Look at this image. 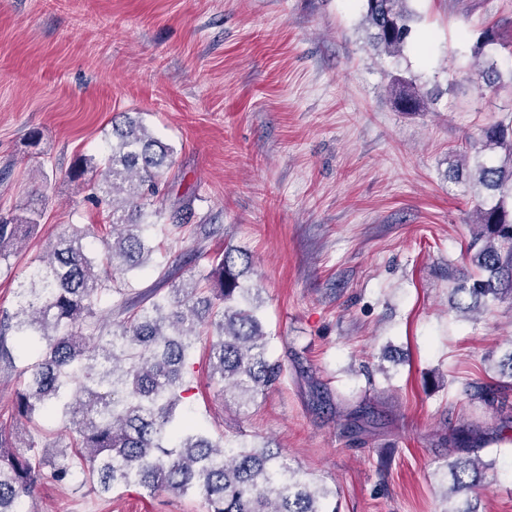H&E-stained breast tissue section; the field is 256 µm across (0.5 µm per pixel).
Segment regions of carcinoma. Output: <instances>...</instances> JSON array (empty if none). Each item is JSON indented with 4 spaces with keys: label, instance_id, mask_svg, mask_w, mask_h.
I'll use <instances>...</instances> for the list:
<instances>
[{
    "label": "carcinoma",
    "instance_id": "cac0c4a2",
    "mask_svg": "<svg viewBox=\"0 0 512 512\" xmlns=\"http://www.w3.org/2000/svg\"><path fill=\"white\" fill-rule=\"evenodd\" d=\"M365 18L390 56L398 55L412 33L408 0H366ZM495 34L482 33L473 46L483 59L479 76L494 90L512 84L487 56ZM391 93L402 112H420L424 95L412 78L398 76ZM173 149L134 120L112 127V145L103 167L87 183L89 199L106 210L112 234L101 240L102 268L75 230L29 266L15 308L0 318V371L16 369V356L37 354L21 369L25 389L19 413H42L70 432L67 451L56 446L18 451L0 429V512H21L22 499L36 494L41 469L49 466L61 483L79 466L100 495L119 486L149 494L168 492L203 498L206 512H327L334 491L308 480L278 448H232L201 430L183 406L185 371L200 336L209 337V363L229 394L245 406L278 384L283 365L267 357L268 339L259 306L248 297L234 270V249L211 262V270L180 279L168 270L145 293L117 287L118 279L147 265L152 249L143 217L165 216L162 183ZM463 156L475 161L474 181L490 192L477 208L470 263L479 271L454 289L472 307L487 300H512V124L485 126L467 141ZM34 215L0 216V260L20 240ZM105 295L116 297L111 317L100 309ZM474 396L512 429V381L478 387ZM454 484L446 497L468 496L486 479L494 462L479 456L448 463Z\"/></svg>",
    "mask_w": 512,
    "mask_h": 512
}]
</instances>
